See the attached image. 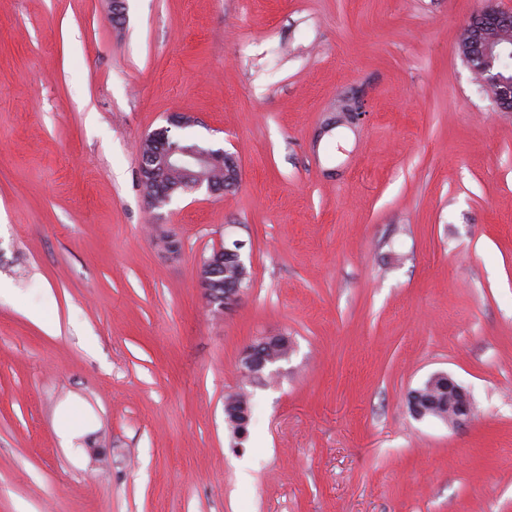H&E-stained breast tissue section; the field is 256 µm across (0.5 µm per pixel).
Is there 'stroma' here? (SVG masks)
<instances>
[{
	"label": "stroma",
	"instance_id": "1",
	"mask_svg": "<svg viewBox=\"0 0 512 512\" xmlns=\"http://www.w3.org/2000/svg\"><path fill=\"white\" fill-rule=\"evenodd\" d=\"M493 8L0 0V512H512V112L459 47ZM172 112L235 189L151 208ZM233 239L251 284L218 312L199 270ZM441 372L463 424L410 408ZM282 336H270L260 340V344H251L243 351L245 357V365L250 370L269 369L274 364H267L268 358L266 357L263 348L269 343H276ZM437 380H442L448 387V410L440 408L428 415L446 420L445 414L449 412L448 422L452 424H462L469 420L472 413L470 395L446 373L434 374L431 383Z\"/></svg>",
	"mask_w": 512,
	"mask_h": 512
}]
</instances>
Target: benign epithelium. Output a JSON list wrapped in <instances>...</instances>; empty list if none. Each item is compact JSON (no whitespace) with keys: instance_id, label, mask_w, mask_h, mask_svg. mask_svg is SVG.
<instances>
[{"instance_id":"obj_1","label":"benign epithelium","mask_w":512,"mask_h":512,"mask_svg":"<svg viewBox=\"0 0 512 512\" xmlns=\"http://www.w3.org/2000/svg\"><path fill=\"white\" fill-rule=\"evenodd\" d=\"M512 13L490 9L485 11L468 28L469 36L475 40L474 48L467 49L469 64L480 80L486 85L498 87V93L503 102L512 100V84L502 81L497 68L500 55L512 51V41L504 44L489 33V30L501 23L508 22ZM214 149L197 146L195 148H180L163 142L158 149L140 159V178L144 182H156L159 175L173 169L184 171L195 178L194 190L202 189L210 193L215 192V184L210 173V163ZM211 305L222 311L234 298L238 297L240 290L229 288L219 293L214 288L206 289ZM279 337L270 336L260 340L258 344H251L243 351L245 365L251 370L268 369L267 357L263 351L269 343L278 342ZM441 380L448 387V422L462 424L470 419L472 413V400L470 395L460 387L446 373H437L432 381Z\"/></svg>"}]
</instances>
